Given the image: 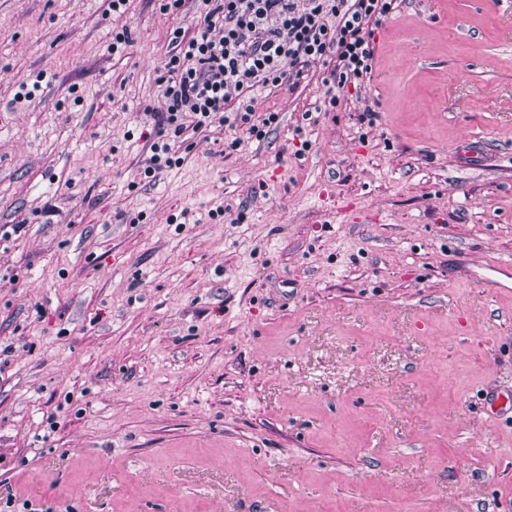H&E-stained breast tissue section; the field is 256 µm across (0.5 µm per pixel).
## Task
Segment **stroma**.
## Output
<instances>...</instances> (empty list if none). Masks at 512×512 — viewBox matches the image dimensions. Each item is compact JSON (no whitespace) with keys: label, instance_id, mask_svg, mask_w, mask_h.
<instances>
[{"label":"stroma","instance_id":"35a3bbf8","mask_svg":"<svg viewBox=\"0 0 512 512\" xmlns=\"http://www.w3.org/2000/svg\"><path fill=\"white\" fill-rule=\"evenodd\" d=\"M198 21L0 0V512H512V0H403L260 138L155 125Z\"/></svg>","mask_w":512,"mask_h":512}]
</instances>
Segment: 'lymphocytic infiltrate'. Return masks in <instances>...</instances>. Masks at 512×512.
Masks as SVG:
<instances>
[{"mask_svg":"<svg viewBox=\"0 0 512 512\" xmlns=\"http://www.w3.org/2000/svg\"><path fill=\"white\" fill-rule=\"evenodd\" d=\"M193 36L171 32L161 78L162 120L174 136L214 121L260 136L252 103L267 87L297 85L311 68H329L336 95L314 102L305 119L340 104L339 91L370 77L374 29L397 11V0H196ZM192 124H185V114Z\"/></svg>","mask_w":512,"mask_h":512,"instance_id":"obj_1","label":"lymphocytic infiltrate"}]
</instances>
